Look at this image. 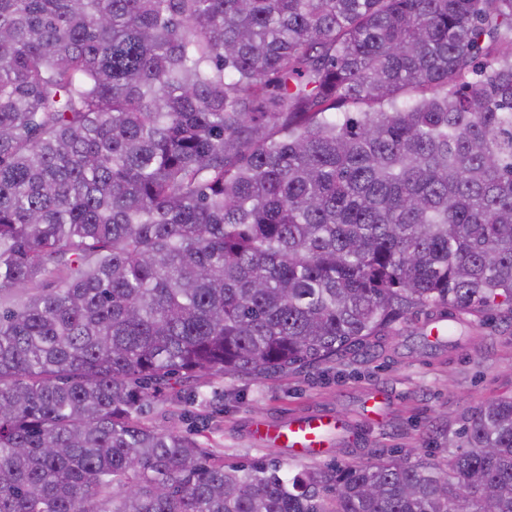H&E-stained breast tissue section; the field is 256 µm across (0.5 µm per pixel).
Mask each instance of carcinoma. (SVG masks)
<instances>
[{
  "label": "carcinoma",
  "mask_w": 512,
  "mask_h": 512,
  "mask_svg": "<svg viewBox=\"0 0 512 512\" xmlns=\"http://www.w3.org/2000/svg\"><path fill=\"white\" fill-rule=\"evenodd\" d=\"M512 314V0H0V512H512L444 461L227 465L174 384Z\"/></svg>",
  "instance_id": "carcinoma-1"
}]
</instances>
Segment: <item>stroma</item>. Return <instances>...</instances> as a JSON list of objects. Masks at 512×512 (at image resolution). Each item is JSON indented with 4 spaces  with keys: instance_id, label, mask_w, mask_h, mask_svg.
I'll use <instances>...</instances> for the list:
<instances>
[{
    "instance_id": "stroma-1",
    "label": "stroma",
    "mask_w": 512,
    "mask_h": 512,
    "mask_svg": "<svg viewBox=\"0 0 512 512\" xmlns=\"http://www.w3.org/2000/svg\"><path fill=\"white\" fill-rule=\"evenodd\" d=\"M448 324L457 326L455 338L438 334ZM510 394L512 317L497 313L470 328L458 311L438 309L413 317L371 349L316 368L264 379L214 375L192 399L166 390L145 421L185 431L191 417L205 418L198 439L225 463L273 461L293 474L409 451L444 458L462 447V430L482 404ZM314 413L346 426L342 437L328 436L318 456L298 458L254 436L257 424L281 426Z\"/></svg>"
}]
</instances>
